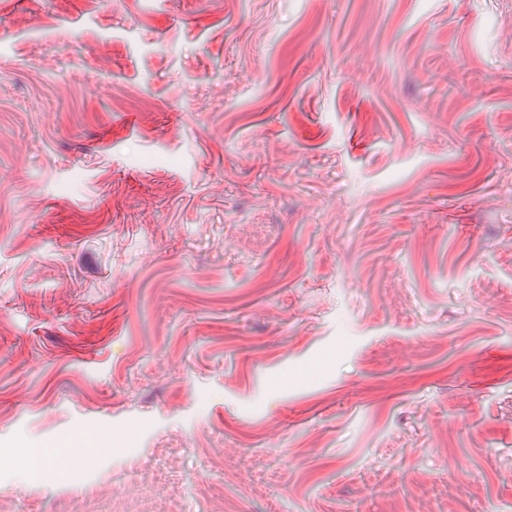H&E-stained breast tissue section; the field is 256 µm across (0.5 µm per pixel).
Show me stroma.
I'll use <instances>...</instances> for the list:
<instances>
[{
  "label": "stroma",
  "mask_w": 512,
  "mask_h": 512,
  "mask_svg": "<svg viewBox=\"0 0 512 512\" xmlns=\"http://www.w3.org/2000/svg\"><path fill=\"white\" fill-rule=\"evenodd\" d=\"M0 512H512V0H0ZM27 457L28 469L24 473V477H37L41 480H48L53 475L54 464L41 448L28 449Z\"/></svg>",
  "instance_id": "stroma-1"
}]
</instances>
